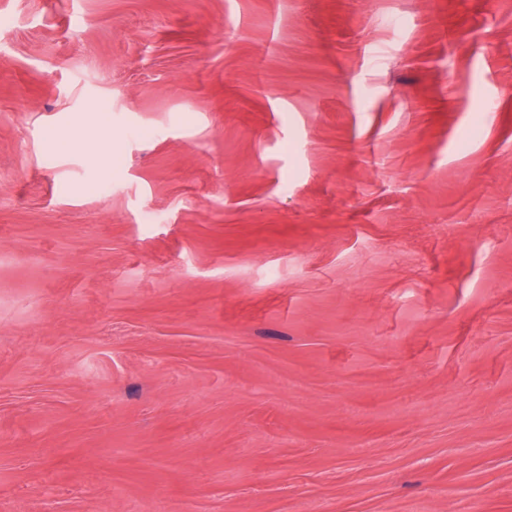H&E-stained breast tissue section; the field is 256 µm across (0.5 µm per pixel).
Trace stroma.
Segmentation results:
<instances>
[{
    "label": "stroma",
    "mask_w": 512,
    "mask_h": 512,
    "mask_svg": "<svg viewBox=\"0 0 512 512\" xmlns=\"http://www.w3.org/2000/svg\"><path fill=\"white\" fill-rule=\"evenodd\" d=\"M0 16V512H512V0Z\"/></svg>",
    "instance_id": "stroma-1"
}]
</instances>
